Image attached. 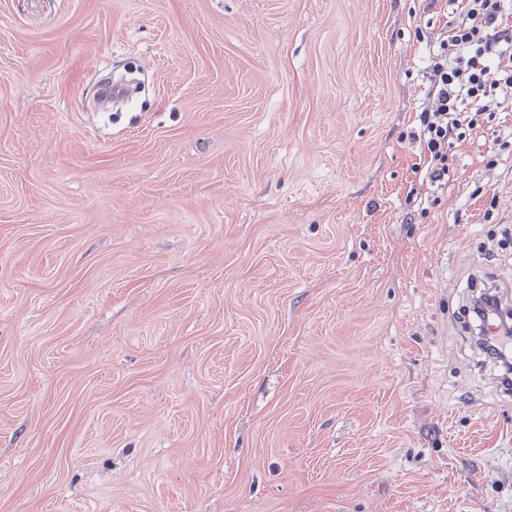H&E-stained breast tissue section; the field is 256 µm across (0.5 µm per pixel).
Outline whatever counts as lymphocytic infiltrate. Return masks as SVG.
Masks as SVG:
<instances>
[{
    "label": "lymphocytic infiltrate",
    "mask_w": 512,
    "mask_h": 512,
    "mask_svg": "<svg viewBox=\"0 0 512 512\" xmlns=\"http://www.w3.org/2000/svg\"><path fill=\"white\" fill-rule=\"evenodd\" d=\"M493 64L503 74L500 90L512 98V0H462L460 19L430 58L431 104L419 115L431 181L447 176L452 141L465 140L483 112L485 75Z\"/></svg>",
    "instance_id": "lymphocytic-infiltrate-1"
}]
</instances>
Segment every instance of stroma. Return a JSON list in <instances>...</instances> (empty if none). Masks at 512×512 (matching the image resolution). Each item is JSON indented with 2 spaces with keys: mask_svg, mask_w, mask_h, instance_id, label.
Returning <instances> with one entry per match:
<instances>
[{
  "mask_svg": "<svg viewBox=\"0 0 512 512\" xmlns=\"http://www.w3.org/2000/svg\"><path fill=\"white\" fill-rule=\"evenodd\" d=\"M457 17L0 0V512H512L458 323L512 298V103L447 183L411 137Z\"/></svg>",
  "mask_w": 512,
  "mask_h": 512,
  "instance_id": "1",
  "label": "stroma"
}]
</instances>
